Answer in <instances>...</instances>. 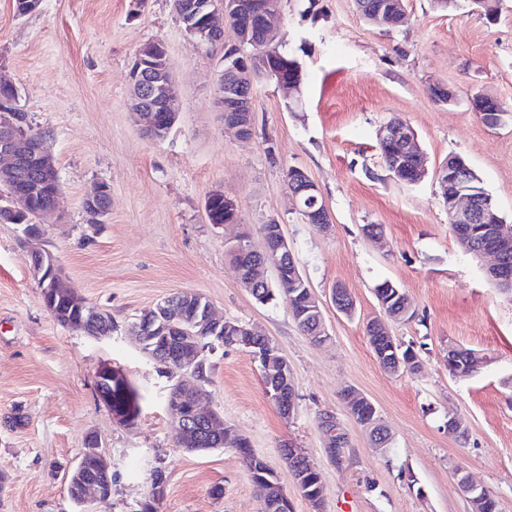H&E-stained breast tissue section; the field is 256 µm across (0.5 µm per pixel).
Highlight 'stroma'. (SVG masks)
<instances>
[{"instance_id": "stroma-1", "label": "stroma", "mask_w": 512, "mask_h": 512, "mask_svg": "<svg viewBox=\"0 0 512 512\" xmlns=\"http://www.w3.org/2000/svg\"><path fill=\"white\" fill-rule=\"evenodd\" d=\"M408 20L386 31L368 25L354 0H282L280 40L302 65L297 100L274 79L254 86L255 128L242 142L224 133L216 104L223 51L194 50L172 0H41L21 16L0 0V59L19 90L18 108L47 145L61 183L43 245L62 275L118 325L95 338L61 327L43 306L19 225L0 224V512H78L67 492L86 434L97 433L116 482L91 512H135L154 468L166 475L160 512H262L259 492L235 449L191 452L177 442L166 401L176 382L126 333L169 294H202L216 312L260 328L287 358L295 412L284 419L263 391L249 353L210 356L205 401L278 472L290 512H311L292 488L284 444L302 448L325 486L323 512H470L455 477L468 473L512 512V296L462 250L432 174L462 156L512 224V0L495 17L470 0L442 9L405 0ZM165 43L180 96L177 120L160 141L145 137L129 108L128 71L136 49ZM454 90L453 105L429 87ZM484 93L507 111L491 128L470 100ZM410 123L428 157L414 185L394 179L377 147L392 117ZM304 170L330 211V230L304 223L285 181ZM112 189V210L91 223L83 198ZM237 201L241 221L208 223L213 189ZM278 218L311 288L323 302L329 341L299 330L284 302L262 305L243 288L227 252L242 230L261 245L259 226ZM378 224L380 240L361 227ZM390 280L405 291L413 319L389 324L413 345L418 371L389 373L365 333L380 306L374 289ZM343 285L354 317L338 313L331 290ZM486 362L472 377L448 373V348ZM120 368L138 390L137 425L114 423L95 393L101 363ZM354 388L376 407L389 448L341 401ZM335 412L348 437L340 460L325 453L317 419ZM23 414L24 426L13 425ZM458 417L465 441L449 437Z\"/></svg>"}]
</instances>
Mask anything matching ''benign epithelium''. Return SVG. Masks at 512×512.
<instances>
[{"label": "benign epithelium", "instance_id": "obj_1", "mask_svg": "<svg viewBox=\"0 0 512 512\" xmlns=\"http://www.w3.org/2000/svg\"><path fill=\"white\" fill-rule=\"evenodd\" d=\"M248 12L263 28L268 42L278 39V21L281 16V0H194L191 3L188 21L184 22V31L195 48L221 42L227 21L234 24V46L239 48L247 44L251 36V28L241 23L242 12ZM155 42L147 41L136 51V75L129 79V96L132 100L131 109L136 120L142 123L145 132L152 134L161 129L174 126L178 112L176 100L178 93L171 75L170 63L157 69L149 80L138 75L143 67L145 52ZM267 74L272 76L279 87L288 92H297L302 83V70L293 66L288 75H283L276 63L267 66ZM230 78L238 88L249 86L254 88L256 75L248 65L237 60L236 51L227 49L224 52V70L218 81L217 104L220 110L227 114L224 118V132L240 139H249L253 133L254 102L253 94L224 92V78ZM474 111L486 116V125L496 127L502 121L496 99L486 96L471 102ZM24 120L18 112L0 111V189L8 191V209L11 213L25 211L35 194L44 188L58 185V170L53 155L46 149L44 136H32L23 128ZM398 141L402 145V153L397 155V162L390 167L391 175L405 184L419 182L427 173L425 155L418 143L415 130L404 121H391L379 131V142L389 144ZM473 169L459 155L448 156V161L438 166L436 178L440 180L452 223L468 226L465 232L456 233V237L465 251L476 259L485 256L492 262L485 268L486 278L502 286L512 288V227L505 224L503 216L492 205L491 199L477 196L468 188V177ZM288 183L292 198L306 197L307 207L299 208L302 219L306 224H315L325 230L330 227L329 213L321 192L314 181L301 169H288ZM222 199L224 212L233 215L231 223L240 222L239 207L235 200L224 196L220 190L209 193L205 210L209 211L212 201ZM84 204L103 215L109 213L112 206V193L108 185L101 183L86 194ZM484 235V244L478 250L469 246L473 234ZM262 240L276 239L279 246L286 245L287 239L283 225L275 218L266 222V228L260 230ZM25 240L29 248V256L33 272L38 279L41 300L45 308L56 305L57 302L74 303L82 298L75 289L67 287L59 273L57 260L42 244L43 232L41 225H24ZM262 264L255 268L258 275L266 280L282 279L283 268L278 250L263 246L260 251ZM273 275H268V272ZM166 312L163 324L177 329L187 336L193 337L190 349L181 353L169 369H180L181 373L190 374L195 370V364L206 354L209 345L204 340L220 327L232 330L237 343L243 350L249 352L259 363L262 372L275 382L272 389L273 399L278 403L284 418L289 419L294 413V389L292 371L288 360L281 354L271 340L261 334L256 328L241 322L234 324L216 317L212 308L206 309L205 318L189 326L184 325L182 317L171 312L170 305L159 307ZM74 329L90 332V327L101 329L111 328L110 314L93 305H84L77 309V316L70 322ZM113 371L109 364H102L96 372V389L99 400L112 408ZM202 383H195L187 390L193 393L190 404L168 402V408L173 414L175 430L183 435L202 437L210 432L223 436L237 443L246 439L233 434L229 426H219L220 415L202 405ZM299 463L291 469L295 486L307 495L314 512H322L324 492H314L307 488L309 476L317 475L316 466L310 462L305 452L300 448L292 449ZM94 465L95 478L84 484L83 500L89 505L96 500H104L112 495V466L102 450L101 439L95 433H89L84 440V448L78 458L76 467L81 469L86 462ZM459 485L466 495L468 502L474 508L485 504L483 489L462 474ZM265 506L269 512L285 510L290 512L288 496L283 492L280 482L271 483L265 496Z\"/></svg>", "mask_w": 512, "mask_h": 512}]
</instances>
